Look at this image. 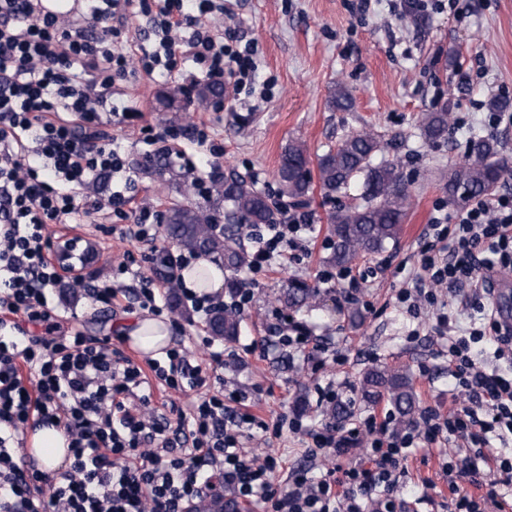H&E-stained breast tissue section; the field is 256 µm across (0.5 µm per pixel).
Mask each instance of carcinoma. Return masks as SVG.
<instances>
[{
	"mask_svg": "<svg viewBox=\"0 0 512 512\" xmlns=\"http://www.w3.org/2000/svg\"><path fill=\"white\" fill-rule=\"evenodd\" d=\"M222 82L205 81L195 88V99L202 108L213 97L224 94ZM448 103L435 102L432 110L423 112L418 123L423 138L430 142L448 140L450 125ZM386 148L382 137L372 131L359 130L341 138L335 146L317 156V174H312L305 145L291 141L281 155L277 180L282 195L298 206L308 203L314 188L332 198L352 186L359 188V202L338 207L326 215L331 252L328 263L344 269L359 258L383 251L398 240L402 224L410 208L411 191L404 182L396 162L379 158ZM153 173L160 179H176L169 152L161 150L154 158ZM512 166L500 156L497 144L472 134L469 154L448 170V198L453 202L488 197L509 177ZM206 210L189 203H174L164 216L165 231L179 247L196 255L210 257L220 268L238 272L249 262V254L224 224H279L280 211L265 195L255 191L246 180L226 176L208 193ZM317 291L298 280L288 281L279 301L286 308L310 304ZM238 314L215 309L206 318V330L213 336L232 338L239 335ZM361 400L376 404L387 400L402 427L410 426L417 411L416 395L409 374L400 369L376 366L367 369L360 380ZM330 413L343 425L354 416L351 402L338 403ZM202 512H238L237 504L214 496Z\"/></svg>",
	"mask_w": 512,
	"mask_h": 512,
	"instance_id": "obj_1",
	"label": "carcinoma"
}]
</instances>
